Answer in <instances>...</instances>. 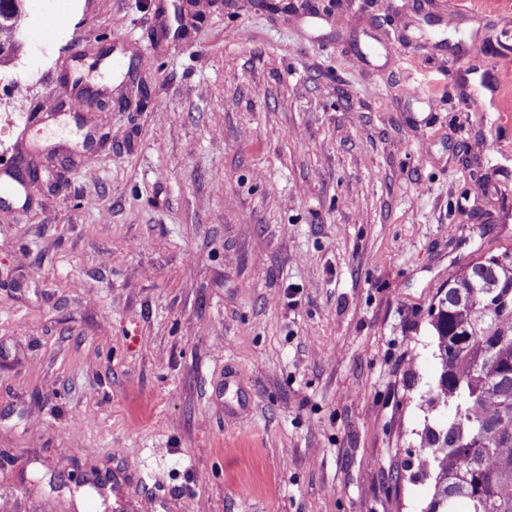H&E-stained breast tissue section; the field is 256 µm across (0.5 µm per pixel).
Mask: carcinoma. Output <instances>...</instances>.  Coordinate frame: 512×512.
Returning a JSON list of instances; mask_svg holds the SVG:
<instances>
[{
  "mask_svg": "<svg viewBox=\"0 0 512 512\" xmlns=\"http://www.w3.org/2000/svg\"><path fill=\"white\" fill-rule=\"evenodd\" d=\"M1 2L0 48L18 36L27 0ZM428 315L438 360L429 403L453 415L420 434L433 480L423 512H512V259L473 262Z\"/></svg>",
  "mask_w": 512,
  "mask_h": 512,
  "instance_id": "cac0c4a2",
  "label": "carcinoma"
}]
</instances>
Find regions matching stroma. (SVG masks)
I'll list each match as a JSON object with an SVG mask.
<instances>
[{"label":"stroma","mask_w":512,"mask_h":512,"mask_svg":"<svg viewBox=\"0 0 512 512\" xmlns=\"http://www.w3.org/2000/svg\"><path fill=\"white\" fill-rule=\"evenodd\" d=\"M28 10L0 67V168L40 170L0 209V504L423 512L428 310L512 249V0Z\"/></svg>","instance_id":"35a3bbf8"}]
</instances>
